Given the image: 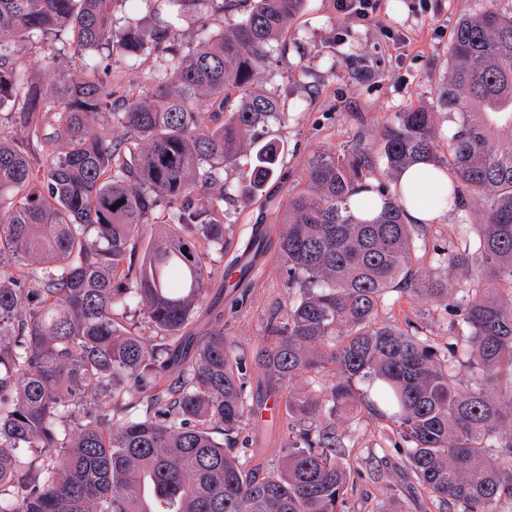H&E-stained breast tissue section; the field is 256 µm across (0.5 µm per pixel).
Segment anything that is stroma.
<instances>
[{"instance_id": "stroma-1", "label": "stroma", "mask_w": 512, "mask_h": 512, "mask_svg": "<svg viewBox=\"0 0 512 512\" xmlns=\"http://www.w3.org/2000/svg\"><path fill=\"white\" fill-rule=\"evenodd\" d=\"M489 5L512 10V0H374L371 19L362 21L345 19L336 0H309L307 9L290 22L286 39L271 44V66L260 72L257 82L259 89L277 96L287 115L277 132L284 143L283 171L299 177L308 159L327 146L343 150L361 143L378 154L382 130L395 113L413 103L434 102L458 20ZM62 47L47 36L24 48L32 77L52 98L61 80ZM166 59L160 51L136 63L113 56L112 78L123 89L147 90L164 73ZM287 189V184L275 182L256 201L224 205L234 242L246 239L252 225L270 227L261 268L244 301H237L235 289L224 291V332L247 351L268 343L269 319L289 303L277 215ZM381 315L394 323L420 319L426 335L441 345L465 341L441 301L410 305L391 299ZM249 430L253 443L243 451L249 466L278 468L287 452L285 418H257ZM339 430L347 446L346 462H357L362 472L346 496L347 512H445L407 477L383 421L361 414L341 421Z\"/></svg>"}]
</instances>
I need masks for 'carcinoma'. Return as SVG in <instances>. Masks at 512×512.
Returning <instances> with one entry per match:
<instances>
[{
	"mask_svg": "<svg viewBox=\"0 0 512 512\" xmlns=\"http://www.w3.org/2000/svg\"><path fill=\"white\" fill-rule=\"evenodd\" d=\"M116 2L0 0V108L21 132L0 129V512H344L360 472L340 460L336 424L362 411L390 424L403 466L448 512L512 500V12L456 26L434 105L395 113L380 159L360 146L311 156L278 241L297 294L249 356L222 326L196 335V309L224 276L211 264L226 247L224 202H249L278 175L279 102L254 84L307 0H229L241 19L215 37L224 0H136L144 15L120 27ZM161 2L204 12L188 52ZM55 30L79 65L60 61L49 108L20 52ZM104 47L129 60L162 48L166 73L145 95L121 93ZM437 110L453 116L446 138ZM107 117L123 137L103 131ZM420 162L450 175L459 224L485 212L460 247H434L461 282L455 295L413 273L427 225L407 222L398 181ZM362 191L382 200L371 219L349 210ZM162 205L169 222L142 241ZM392 292L447 301L477 386L452 382L457 344L381 317ZM133 305L150 335L119 320ZM253 366L288 415V452L262 476L239 460ZM327 369L335 379L322 383Z\"/></svg>",
	"mask_w": 512,
	"mask_h": 512,
	"instance_id": "cac0c4a2",
	"label": "carcinoma"
}]
</instances>
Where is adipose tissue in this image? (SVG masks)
<instances>
[{
  "label": "adipose tissue",
  "instance_id": "adipose-tissue-1",
  "mask_svg": "<svg viewBox=\"0 0 512 512\" xmlns=\"http://www.w3.org/2000/svg\"><path fill=\"white\" fill-rule=\"evenodd\" d=\"M405 191L414 199L407 205L406 217L411 224H430L449 212L444 181L435 177L430 166L419 164L402 177Z\"/></svg>",
  "mask_w": 512,
  "mask_h": 512
}]
</instances>
